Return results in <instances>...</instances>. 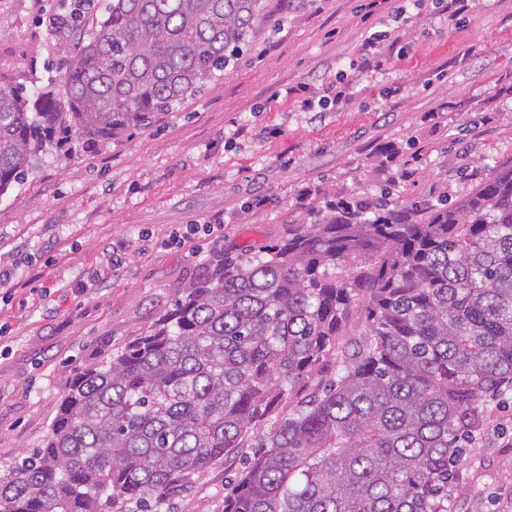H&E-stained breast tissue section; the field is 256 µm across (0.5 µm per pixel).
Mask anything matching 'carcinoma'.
<instances>
[{"label":"carcinoma","mask_w":512,"mask_h":512,"mask_svg":"<svg viewBox=\"0 0 512 512\" xmlns=\"http://www.w3.org/2000/svg\"><path fill=\"white\" fill-rule=\"evenodd\" d=\"M267 7L110 0L65 96L0 83V195L44 150L174 111L243 55ZM180 293L77 373L41 447L0 466V512L161 500L271 421L224 512H451L459 442L512 392V162L453 203L312 207L274 245L212 251Z\"/></svg>","instance_id":"obj_1"}]
</instances>
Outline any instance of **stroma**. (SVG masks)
<instances>
[{"instance_id":"stroma-1","label":"stroma","mask_w":512,"mask_h":512,"mask_svg":"<svg viewBox=\"0 0 512 512\" xmlns=\"http://www.w3.org/2000/svg\"><path fill=\"white\" fill-rule=\"evenodd\" d=\"M301 0L234 67L148 128L38 154L0 196V465L39 447L75 372L149 330L216 247L255 252L324 198L394 203L467 195L512 159V0H470L447 25L423 0ZM72 0H0V81L64 87L69 46L42 23ZM393 31L404 59L356 82L340 112H303L288 88L348 70ZM411 170V179L401 176ZM264 207H254L256 197ZM452 476V512H512V394ZM241 448L164 500L120 512H224Z\"/></svg>"}]
</instances>
